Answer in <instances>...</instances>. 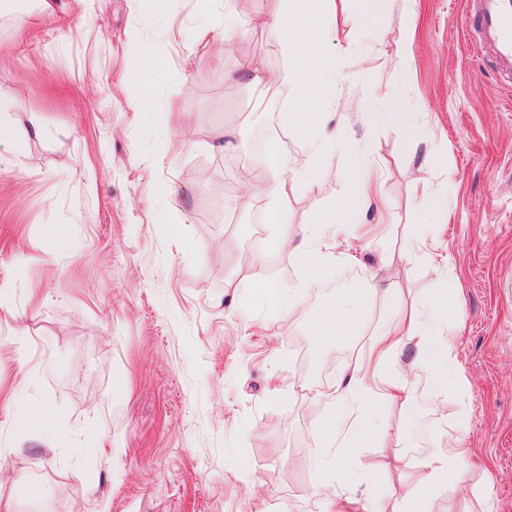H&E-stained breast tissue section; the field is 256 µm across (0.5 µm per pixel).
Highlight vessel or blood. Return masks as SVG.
I'll use <instances>...</instances> for the list:
<instances>
[{"mask_svg": "<svg viewBox=\"0 0 512 512\" xmlns=\"http://www.w3.org/2000/svg\"><path fill=\"white\" fill-rule=\"evenodd\" d=\"M478 31V42L489 49L501 73L512 75V0H477L466 19Z\"/></svg>", "mask_w": 512, "mask_h": 512, "instance_id": "1", "label": "vessel or blood"}]
</instances>
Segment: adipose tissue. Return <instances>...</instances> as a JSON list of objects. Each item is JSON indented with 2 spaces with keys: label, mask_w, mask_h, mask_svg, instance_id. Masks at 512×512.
I'll return each instance as SVG.
<instances>
[{
  "label": "adipose tissue",
  "mask_w": 512,
  "mask_h": 512,
  "mask_svg": "<svg viewBox=\"0 0 512 512\" xmlns=\"http://www.w3.org/2000/svg\"><path fill=\"white\" fill-rule=\"evenodd\" d=\"M244 1L249 5L250 20L270 31L288 58L287 69L271 77L265 74L260 61H252L247 67L249 80L269 88H294L295 94L288 103L289 122L295 138L306 147L300 172L320 178L336 153L349 150L347 143L337 141L327 131L328 121L337 115L336 56L322 42L323 34L336 32L338 15L345 6L340 0ZM238 179L244 185L254 186L256 194L268 199L265 219L278 228L273 241L275 250L288 264L305 267L312 279L328 270L322 259L323 248H341L342 236L363 229L364 214L372 206L379 187L377 176H357L337 202L315 212L312 223L297 237L288 224L292 186L282 171L276 150L268 152L266 173L260 183H253L247 169ZM382 300L391 314L372 337L365 360L338 374L333 388L336 411L316 427V435L323 443L341 448L399 447L400 432L391 430L380 419L379 411L383 404L401 401L406 395L408 377L391 372L393 360L404 351H411L414 363L434 367L437 388L463 385V376L454 365L455 340L438 332L448 299L434 296L427 299L424 307H408L400 289L386 288ZM365 315V300L358 296L316 309L310 323L319 341L331 348L351 335ZM465 454L461 437L448 433L435 453L409 460L400 492L393 499L386 494L383 476L368 471L366 478L379 504L378 512H435L434 495L441 485H466L467 472L461 466ZM320 463L325 473L324 512H346L351 503L348 485L337 482L336 476L348 470L347 457L327 454L321 456Z\"/></svg>",
  "instance_id": "obj_1"
}]
</instances>
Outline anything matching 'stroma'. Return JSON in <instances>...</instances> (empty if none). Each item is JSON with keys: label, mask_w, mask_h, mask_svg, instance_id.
Segmentation results:
<instances>
[{"label": "stroma", "mask_w": 512, "mask_h": 512, "mask_svg": "<svg viewBox=\"0 0 512 512\" xmlns=\"http://www.w3.org/2000/svg\"><path fill=\"white\" fill-rule=\"evenodd\" d=\"M57 2L46 23L33 0L0 20V98L16 105L0 148V290L14 299L0 310V499L17 512H322L326 393L385 311L378 255L409 250L424 213L458 275L441 332L466 383L441 392L430 366L411 368L407 408L381 417L409 455L461 428L470 490L440 487L436 512H512V78L465 29L473 0H382L369 25L353 7L345 42L327 36L328 128L381 166L385 196L365 216V262L315 281L270 247L266 200L236 179L245 166L263 177L277 147L297 230L351 176L338 156L322 181L300 178L292 88L239 81L257 58L287 67L277 40L244 16L231 40L191 41L202 13L223 21L224 0L162 13ZM226 130L238 147L213 150ZM258 275L294 289L292 313L259 295ZM390 276L418 301L448 289L447 271L414 257ZM356 291L371 296L365 328L324 356L309 317ZM29 404L50 410L45 429L13 426Z\"/></svg>", "instance_id": "35a3bbf8"}]
</instances>
